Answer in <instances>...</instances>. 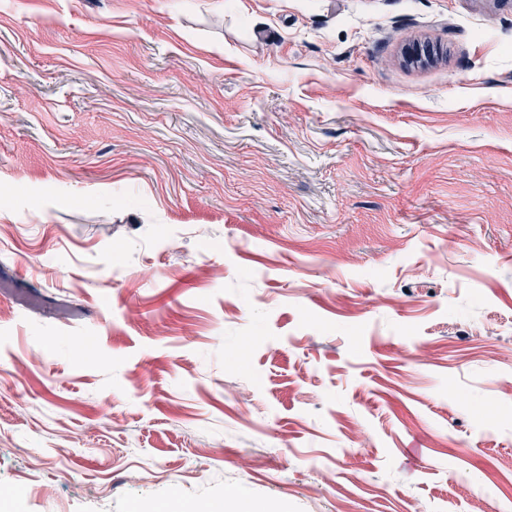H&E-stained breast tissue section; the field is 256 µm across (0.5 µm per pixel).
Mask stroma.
<instances>
[{
  "instance_id": "1",
  "label": "stroma",
  "mask_w": 512,
  "mask_h": 512,
  "mask_svg": "<svg viewBox=\"0 0 512 512\" xmlns=\"http://www.w3.org/2000/svg\"><path fill=\"white\" fill-rule=\"evenodd\" d=\"M1 277L0 512H512V0H0Z\"/></svg>"
}]
</instances>
